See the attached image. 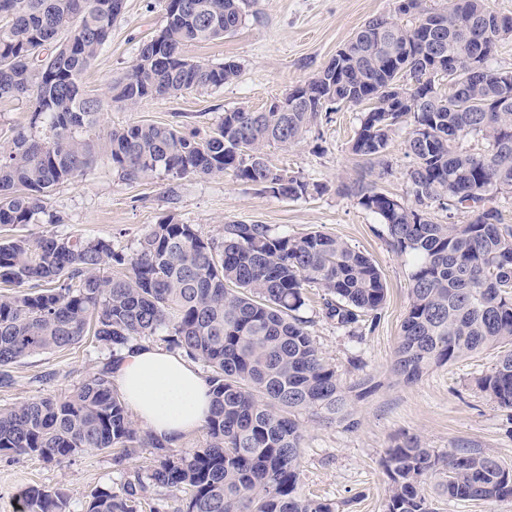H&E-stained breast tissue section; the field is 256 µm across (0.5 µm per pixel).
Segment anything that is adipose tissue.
<instances>
[{
  "mask_svg": "<svg viewBox=\"0 0 512 512\" xmlns=\"http://www.w3.org/2000/svg\"><path fill=\"white\" fill-rule=\"evenodd\" d=\"M115 383L137 421L175 446L198 433L210 413L212 389L186 358L148 344L125 353Z\"/></svg>",
  "mask_w": 512,
  "mask_h": 512,
  "instance_id": "obj_1",
  "label": "adipose tissue"
}]
</instances>
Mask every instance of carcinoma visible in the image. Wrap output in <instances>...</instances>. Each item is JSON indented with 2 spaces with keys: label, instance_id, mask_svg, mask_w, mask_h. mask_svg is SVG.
Here are the masks:
<instances>
[{
  "label": "carcinoma",
  "instance_id": "obj_1",
  "mask_svg": "<svg viewBox=\"0 0 512 512\" xmlns=\"http://www.w3.org/2000/svg\"><path fill=\"white\" fill-rule=\"evenodd\" d=\"M164 2L166 24L158 37L139 46L130 69L103 94L90 96L82 76L109 41L123 0H0V100L25 98L32 112L12 146L0 149V228L65 223L50 206L52 192L91 169L99 141L112 168L131 183L160 173L173 179L230 174L287 199L325 190L271 168L262 154L267 142L301 139L317 119L314 109L237 108L203 138L173 125L102 127V115L114 106L216 89L238 76L236 62H193L182 48L234 32L246 0ZM405 2L397 10L413 23L369 20L330 78L336 95L351 105L371 100L380 107L363 113L351 145L369 163L387 170L390 135L411 122L413 203L380 191L373 180L344 190L382 218L394 248L411 258L394 375L413 382L459 357L495 351V367L477 386L512 409V224L488 207L493 197L512 193V110L473 111L498 93L502 72L490 60L512 36V15L500 14L502 29L477 20L489 10L486 0H448L439 11L427 10L422 0ZM437 41L450 55L480 54L485 73L451 103L437 97L429 112L404 111L400 79L422 77ZM479 134L489 142L486 152L462 147L463 138ZM434 205L470 220L436 222ZM114 262L129 266V275H102ZM0 283L20 287L0 294V387L13 384L9 368L17 361L68 348L90 328L108 352L70 394L0 407V454L61 465L110 449L116 469L127 472L139 449H151L147 467L95 491L86 512H137L159 489L189 493L181 512H336L335 503L299 491L303 434L295 415L308 412L352 428V404L368 387L342 384L299 312L304 290L316 287L325 317L362 340L368 318L386 302L370 257L320 231L274 235L265 224L232 222L221 238L205 239L193 225L169 217L130 255L103 238L0 237ZM157 333L169 349L207 367L213 405L204 443L190 452L137 428L114 388L113 370L124 353ZM387 456L385 512H432L423 484L438 471L444 476L438 488L450 500L512 498V468L478 448L440 454L410 437ZM19 503L20 512H66L67 495L31 485Z\"/></svg>",
  "mask_w": 512,
  "mask_h": 512
}]
</instances>
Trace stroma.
I'll return each instance as SVG.
<instances>
[{
	"mask_svg": "<svg viewBox=\"0 0 512 512\" xmlns=\"http://www.w3.org/2000/svg\"><path fill=\"white\" fill-rule=\"evenodd\" d=\"M396 6L397 0H251L234 34L183 49L185 57L197 62H237L240 72L233 82L150 99L131 110L116 107L104 114L102 124H171L187 134L206 135L225 112L264 111L310 79L369 19L384 16L409 24V16L398 13ZM165 24L162 0H124L111 39L83 75L84 89L103 93L128 70L141 43ZM366 110L362 104L321 112L296 143L264 147L271 167L323 184V193L286 200L228 174L179 180L159 174L131 183L102 155L83 177L53 192L50 203L62 212L64 223L30 224L13 231L29 239L51 234L101 237L111 240L116 251L129 254L154 224L171 215L194 225L205 238L221 237L228 222L265 224L275 235L321 231L371 257L386 284L387 301L377 319L366 324L362 339L351 338L324 317L319 289H307L300 311L342 383L367 380L375 387L355 401L353 428L304 413L297 417L304 435L300 491L334 502L337 512H384L387 450L410 436L440 452L478 448L512 464V411L497 406L476 385L477 378L492 369L495 352L461 357L411 383L391 374L408 304L410 260L393 249L376 214L339 191L342 184L370 176L369 163L351 151ZM409 132L404 124L392 133L386 153L389 168L377 181L381 191L405 202L411 198ZM356 354L362 363L355 368L350 359ZM104 357L86 337L66 349L20 360L11 367L14 385L0 387V407L34 396L67 395ZM120 480L108 451L78 456L60 466L36 456L14 460L0 455V512H16L17 495L29 485L64 489L67 512H85L92 492Z\"/></svg>",
	"mask_w": 512,
	"mask_h": 512,
	"instance_id": "stroma-1",
	"label": "stroma"
}]
</instances>
